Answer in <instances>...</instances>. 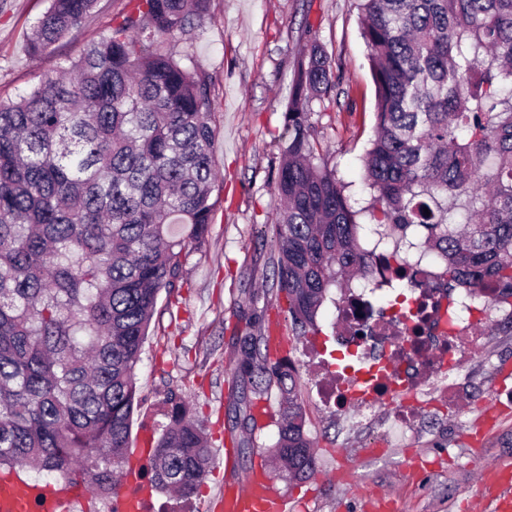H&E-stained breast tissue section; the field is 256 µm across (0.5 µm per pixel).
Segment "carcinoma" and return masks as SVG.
I'll return each instance as SVG.
<instances>
[{"label": "carcinoma", "mask_w": 512, "mask_h": 512, "mask_svg": "<svg viewBox=\"0 0 512 512\" xmlns=\"http://www.w3.org/2000/svg\"><path fill=\"white\" fill-rule=\"evenodd\" d=\"M98 0H49L25 37L36 57ZM210 0H127L59 75L0 102V470L29 467L99 493L131 448L137 367L160 294L178 303L187 255L219 204L213 76L168 49ZM376 90L363 205L320 154L313 104L338 82L310 41L292 82L264 225L274 296L298 338L318 333L330 287L439 260L440 286L488 306L512 302V0H360ZM430 214H425V211ZM230 439L251 453L259 403L280 395L270 448L288 479L317 471L298 372L271 359L263 316L234 336ZM149 482L188 500L211 442L169 391Z\"/></svg>", "instance_id": "1"}]
</instances>
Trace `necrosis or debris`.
I'll list each match as a JSON object with an SVG mask.
<instances>
[{"label":"necrosis or debris","mask_w":512,"mask_h":512,"mask_svg":"<svg viewBox=\"0 0 512 512\" xmlns=\"http://www.w3.org/2000/svg\"><path fill=\"white\" fill-rule=\"evenodd\" d=\"M402 281L413 284L408 308L396 305L379 313L377 292L392 291ZM336 313L344 320L338 343L358 360L354 368H334L316 345L306 348L317 403L336 414L361 408L366 424L386 410L391 429L405 434L419 424L435 391L453 394L466 388L463 363L476 352L478 327L499 316L512 317V308L481 311L471 299L449 296L421 262L401 274L378 270L369 287L337 299Z\"/></svg>","instance_id":"necrosis-or-debris-1"}]
</instances>
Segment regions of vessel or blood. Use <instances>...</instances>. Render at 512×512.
I'll use <instances>...</instances> for the list:
<instances>
[{"label": "vessel or blood", "instance_id": "vessel-or-blood-1", "mask_svg": "<svg viewBox=\"0 0 512 512\" xmlns=\"http://www.w3.org/2000/svg\"><path fill=\"white\" fill-rule=\"evenodd\" d=\"M147 446L134 449L122 470L118 512H146L153 496L143 478L148 461ZM228 478L224 485V512H289V501L277 492L263 471L239 477L233 449L225 451ZM482 471L478 482L480 499L492 512H512V485L489 480ZM83 487L70 483H33L0 473V512H58L69 501L85 496Z\"/></svg>", "mask_w": 512, "mask_h": 512}]
</instances>
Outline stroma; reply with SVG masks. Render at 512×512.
<instances>
[{"instance_id": "obj_1", "label": "stroma", "mask_w": 512, "mask_h": 512, "mask_svg": "<svg viewBox=\"0 0 512 512\" xmlns=\"http://www.w3.org/2000/svg\"><path fill=\"white\" fill-rule=\"evenodd\" d=\"M124 0H98L92 17L40 57L24 50V35L47 0H0V101L17 99L53 75L63 57L77 56L104 32ZM210 17L193 31L196 62L215 79L214 165L224 181L221 204L206 242L183 267L174 311L158 310L138 366L143 403L132 435L153 427L168 390L182 394L212 437L214 462L189 512H221L226 478L224 449L227 380L233 336L242 315L262 311L265 323L288 337V354L303 343L274 298L264 296V260L271 250L260 229L277 206L274 175L278 139L301 51L319 40L340 82L334 101L312 117L325 161L366 201L362 156L374 124L375 86L361 37L357 0H211ZM477 355L465 366L469 388L446 414L424 413L416 433L372 451L377 425L358 426L351 412L335 416L309 392L300 366L305 431L314 442V478L291 482L276 466L273 486L295 512H367L370 501L396 494L397 512H466L483 469L512 466V413L495 415L500 384L512 386V323L491 321Z\"/></svg>"}]
</instances>
